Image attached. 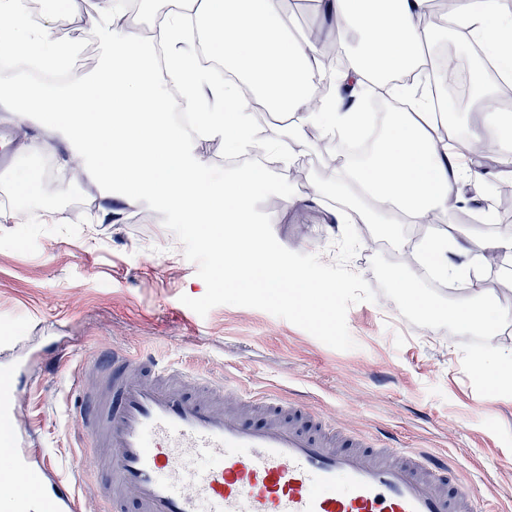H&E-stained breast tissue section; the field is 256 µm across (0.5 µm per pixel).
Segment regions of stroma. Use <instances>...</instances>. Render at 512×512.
Here are the masks:
<instances>
[{"label":"stroma","instance_id":"obj_1","mask_svg":"<svg viewBox=\"0 0 512 512\" xmlns=\"http://www.w3.org/2000/svg\"><path fill=\"white\" fill-rule=\"evenodd\" d=\"M2 128L15 152L0 171V372L16 379L12 444L34 465L49 455L75 486L81 512H100V500L73 388L85 358L112 347L147 349L227 379L236 391L285 395L379 440L447 458L483 512H512V387L490 390L474 369L477 359L512 355V319L501 325L494 351L474 346L448 318L457 291L414 270L435 308L430 314L392 287L387 274L399 256L392 243L361 247L349 265L378 294L347 312L354 349H333L259 309L219 305L199 316L180 298L201 297L206 286L172 232L131 213L102 223L121 196L88 176L68 179L77 152L61 129L17 123L5 103ZM33 143L49 145L55 170L22 196L14 176L33 161ZM294 198L272 226L276 240L332 263L342 225L329 223L310 190L296 189Z\"/></svg>","mask_w":512,"mask_h":512}]
</instances>
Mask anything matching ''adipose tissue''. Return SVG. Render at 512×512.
<instances>
[{"instance_id":"ef3b65f1","label":"adipose tissue","mask_w":512,"mask_h":512,"mask_svg":"<svg viewBox=\"0 0 512 512\" xmlns=\"http://www.w3.org/2000/svg\"><path fill=\"white\" fill-rule=\"evenodd\" d=\"M331 12L343 17L359 34L361 60L328 77L330 93L322 111L313 112L308 100L314 81L323 72L317 48L306 38L288 32L282 0H145L158 15L157 35L175 45L189 40L191 32L205 38L211 54L222 58L225 70L249 82L272 111L288 116L283 138L266 141L267 151L288 162V141L302 140L308 125L326 133H355L363 125L359 93L374 71H414L437 28L467 31L478 42L484 59L492 62L501 79L512 81V20L504 18L497 0H467L456 14L421 27L417 17L431 14L432 0H326ZM113 0H100L88 17L91 27L102 30L106 60L93 77L73 73L69 89L51 95L26 81L0 86V101L9 100L24 122L63 129L89 153L87 171L104 185L120 182L137 198L159 200L208 225L215 238H234L245 253L236 281L245 286L261 276L266 285L297 289L304 298L319 294L318 287L300 272L266 255L244 233L264 187L265 168L249 169L239 183H211L200 160L185 151L180 129L166 119V98L154 83L153 62L143 49L140 15L110 29ZM0 53L10 56L18 70L61 67L70 58V46L46 23L31 25L20 0H0ZM169 70L188 82L186 97L195 101L202 93L219 100L214 112L199 113L200 127L224 140V150L234 153L245 144L249 129V103L230 84H211L193 54H171ZM392 94L408 99L409 107L392 113L386 132L374 153L360 163L342 165L336 173V192L347 199L331 211L339 224L360 219L364 224H429L448 212L450 199H461V183L482 180L474 158L493 146L502 159V177L512 178V119L498 121L496 134L471 127L466 135L445 142L435 124L431 99L417 98V88L393 86ZM425 258L443 278L468 274V295L448 311L461 330L495 340L506 307L495 289L486 287L483 267L497 266L512 277V230L491 239H450L429 233Z\"/></svg>"}]
</instances>
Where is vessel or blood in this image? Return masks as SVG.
<instances>
[{
    "label": "vessel or blood",
    "mask_w": 512,
    "mask_h": 512,
    "mask_svg": "<svg viewBox=\"0 0 512 512\" xmlns=\"http://www.w3.org/2000/svg\"><path fill=\"white\" fill-rule=\"evenodd\" d=\"M84 371L97 386L79 393V428L109 512H477L447 459L375 442L302 401L228 404L227 384L116 347ZM44 475L0 451L17 506L78 512L71 485Z\"/></svg>",
    "instance_id": "1"
}]
</instances>
